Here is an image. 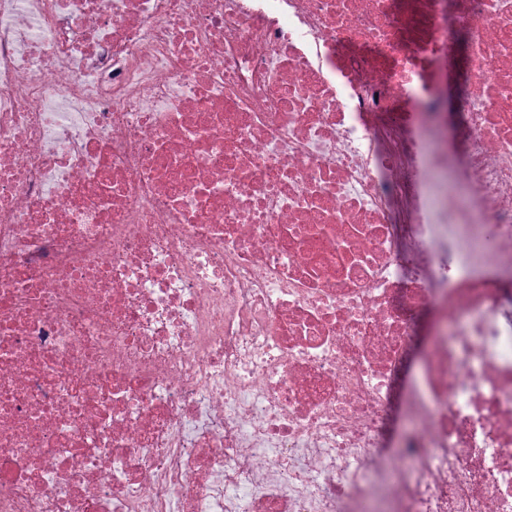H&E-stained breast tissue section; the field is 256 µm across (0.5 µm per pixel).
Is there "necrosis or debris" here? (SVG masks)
<instances>
[{
    "instance_id": "obj_1",
    "label": "necrosis or debris",
    "mask_w": 512,
    "mask_h": 512,
    "mask_svg": "<svg viewBox=\"0 0 512 512\" xmlns=\"http://www.w3.org/2000/svg\"><path fill=\"white\" fill-rule=\"evenodd\" d=\"M0 512H512V0H0Z\"/></svg>"
}]
</instances>
